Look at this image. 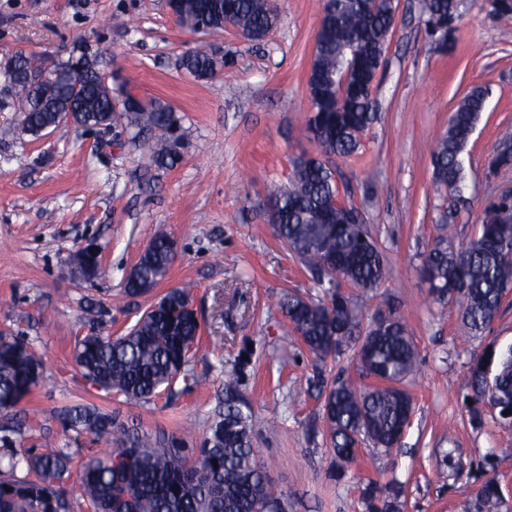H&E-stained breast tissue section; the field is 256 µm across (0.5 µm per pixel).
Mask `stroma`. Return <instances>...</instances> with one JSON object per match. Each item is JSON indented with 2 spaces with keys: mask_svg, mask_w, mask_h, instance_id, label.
Returning a JSON list of instances; mask_svg holds the SVG:
<instances>
[{
  "mask_svg": "<svg viewBox=\"0 0 512 512\" xmlns=\"http://www.w3.org/2000/svg\"><path fill=\"white\" fill-rule=\"evenodd\" d=\"M396 4L371 95L377 118L358 151L334 163L388 266L379 287L348 295L364 325L381 313L404 317L419 352L403 381L414 411L400 446L364 444L345 476L331 477L322 400L309 385L316 361L280 308L289 293L325 296L270 220V200L287 186L294 156L321 152L306 130L321 0H278L279 22L260 41L229 29L210 36L233 62L208 80L180 69L200 36L184 30L164 0H0V67L18 53L48 70L89 57L110 85L172 106L184 141L179 164L162 169L135 148L123 123L27 134L15 90L0 83V331L25 338L46 367L30 398L0 412V430L26 447L74 450L81 466L99 446L66 429L59 414L93 400L72 358L76 337L89 329L87 310L120 336L169 289L187 285L201 324L192 363L201 386L165 408L105 400L118 420L197 447L224 406L225 374L243 358L255 446L287 512H366L361 493L371 480L401 488L402 512H468L490 478L512 512V426L487 404L469 406L473 359L512 348V295L485 333L468 338L456 307L435 301L420 274L440 219L449 244L465 245L479 232L487 196L512 186V168L487 174L501 133L512 130V27L491 16L485 0H461L454 45L444 49L428 34L421 0ZM474 86L488 97L462 155V190L441 192L431 147ZM160 233L177 247L168 275L148 294L124 296L128 274ZM89 241L104 267L91 282L69 267Z\"/></svg>",
  "mask_w": 512,
  "mask_h": 512,
  "instance_id": "35a3bbf8",
  "label": "stroma"
}]
</instances>
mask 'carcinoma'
<instances>
[{
	"mask_svg": "<svg viewBox=\"0 0 512 512\" xmlns=\"http://www.w3.org/2000/svg\"><path fill=\"white\" fill-rule=\"evenodd\" d=\"M340 19L324 18L316 32L313 61L307 76L311 116L307 129L322 147V156L306 152L292 160L288 189L271 198L277 234L329 298L313 301L297 294L283 298L281 309L293 332L320 361L346 357L362 382L325 378L316 371L314 386L323 397V419L334 454L332 476L340 478L357 462L355 439L364 437L376 448L400 445V433L413 411V398L401 387L418 359L417 347L403 319L384 316L364 335H356L360 315L339 289H372L386 279L387 268L377 242L360 222V212L341 191L333 156H349L376 119L367 83L385 59L388 32L396 11L395 0H335ZM499 21L512 22V0H486ZM459 0H423L428 21L445 20V31L432 33L448 46ZM182 26L193 33L225 31L231 23L249 36H262L277 25L269 0H178ZM12 78L27 89L34 73L42 71L35 59L15 55ZM228 57L200 46L184 55L180 66L197 79H208L228 66ZM347 84H342V75ZM485 92L471 89L457 104L446 132L432 149L435 182L458 192L464 180L460 156L478 124ZM133 94H109L93 63L87 59L54 66L43 92L27 94L25 129L33 134L54 121L55 114L73 106L89 127L108 126L113 114L154 138H139V146L161 168L181 160L183 148L175 110L162 101L138 106ZM174 243L154 237L131 269L125 294L151 292L166 275ZM424 279L439 302L458 306L472 335L483 333L498 314L502 299L512 291V207L493 219L481 218L476 239L455 250L438 237L424 257ZM189 293L174 288L145 311L121 336L87 333L77 337L73 360L85 385L109 398L153 403L164 386L167 398L182 380L183 390L201 383L189 369L200 341V324L186 309ZM497 364L492 378L494 394L512 400V348L482 355L470 367L471 385L478 398L486 389V369ZM43 364L21 338L0 331V411H11L38 387ZM240 376L224 380V411H219L197 448L181 439L154 438L136 428L116 423L112 413L84 406L60 413L69 429L93 436L96 442L116 443L103 456L81 465L79 503L66 488L73 454L68 448L39 452L9 446L6 473H0V512H74L85 506L93 512H276L284 502L253 448L252 414L240 407ZM26 475H16L18 467ZM367 512H399V492L382 495L376 482L362 491ZM498 483L488 479L469 506V512H500Z\"/></svg>",
	"mask_w": 512,
	"mask_h": 512,
	"instance_id": "obj_1",
	"label": "carcinoma"
}]
</instances>
